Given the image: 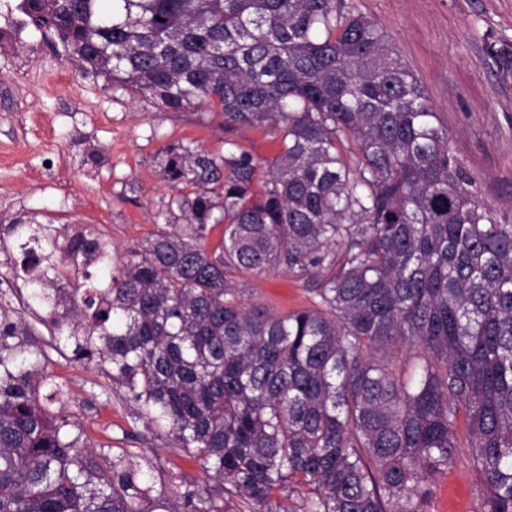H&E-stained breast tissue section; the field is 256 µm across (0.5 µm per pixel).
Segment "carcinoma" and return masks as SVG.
<instances>
[{"label": "carcinoma", "mask_w": 512, "mask_h": 512, "mask_svg": "<svg viewBox=\"0 0 512 512\" xmlns=\"http://www.w3.org/2000/svg\"><path fill=\"white\" fill-rule=\"evenodd\" d=\"M77 65L179 112L270 128L260 162L226 142L161 149L185 223L107 258L92 225L11 224L32 275L27 308L73 354L111 365L133 422L209 482L97 453L64 391L0 304V512H430L461 447L478 512H512V224L472 176L420 81L345 0H26ZM352 146L355 160L339 150ZM265 169L264 189L253 185ZM224 225L208 249L211 230ZM282 270L311 306L247 303L236 273ZM407 347L412 373L396 364Z\"/></svg>", "instance_id": "obj_1"}]
</instances>
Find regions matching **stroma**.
I'll return each mask as SVG.
<instances>
[{
	"label": "stroma",
	"mask_w": 512,
	"mask_h": 512,
	"mask_svg": "<svg viewBox=\"0 0 512 512\" xmlns=\"http://www.w3.org/2000/svg\"><path fill=\"white\" fill-rule=\"evenodd\" d=\"M21 0H0V236L21 219L94 225L113 258L158 227L181 223L176 190L161 174L158 153L193 143L223 154L226 141L265 161L279 151L265 128L225 126L206 108L166 112L152 100L84 73L53 32L17 22ZM384 30L413 70L448 129L458 162L479 187V200L512 224V0H352ZM255 302L280 313L309 307L302 284L283 271L238 276ZM28 361L68 392L64 412L93 447L131 448L153 458L163 438L140 434L121 394H104L103 365L59 356L46 330L24 341ZM476 472L460 449L438 475L430 512H477Z\"/></svg>",
	"instance_id": "obj_1"
}]
</instances>
